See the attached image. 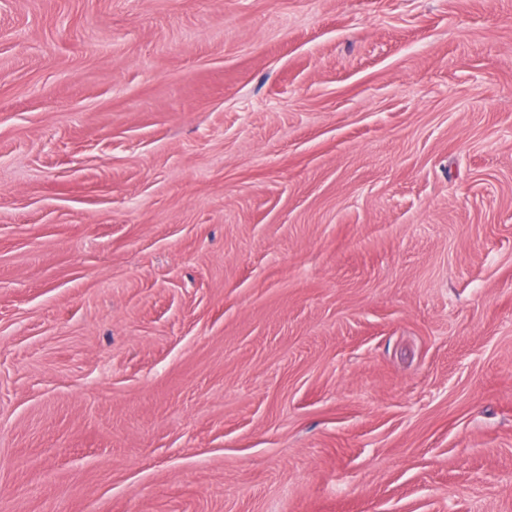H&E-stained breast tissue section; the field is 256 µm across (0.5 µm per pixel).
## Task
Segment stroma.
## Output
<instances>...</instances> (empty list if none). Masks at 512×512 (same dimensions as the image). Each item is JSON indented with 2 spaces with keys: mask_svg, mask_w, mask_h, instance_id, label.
<instances>
[{
  "mask_svg": "<svg viewBox=\"0 0 512 512\" xmlns=\"http://www.w3.org/2000/svg\"><path fill=\"white\" fill-rule=\"evenodd\" d=\"M0 512H512V0H0Z\"/></svg>",
  "mask_w": 512,
  "mask_h": 512,
  "instance_id": "35a3bbf8",
  "label": "stroma"
}]
</instances>
